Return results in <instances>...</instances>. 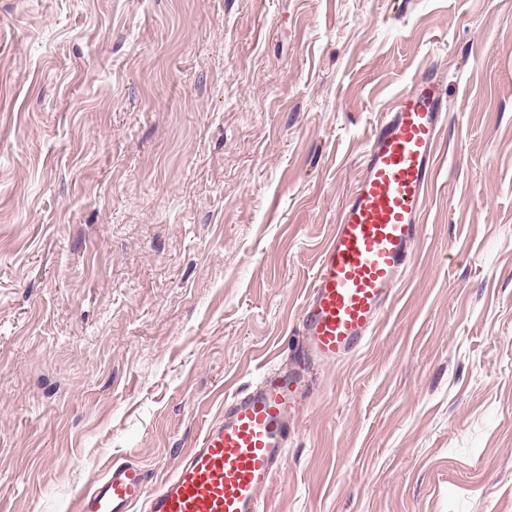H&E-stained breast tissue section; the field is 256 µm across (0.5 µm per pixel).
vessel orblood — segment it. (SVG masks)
<instances>
[{"label": "vessel or blood", "mask_w": 512, "mask_h": 512, "mask_svg": "<svg viewBox=\"0 0 512 512\" xmlns=\"http://www.w3.org/2000/svg\"><path fill=\"white\" fill-rule=\"evenodd\" d=\"M447 112L441 77L423 69L376 126L300 309L291 363L228 398L159 486L115 462L72 497L73 512H264L319 371L370 338L411 266Z\"/></svg>", "instance_id": "obj_1"}]
</instances>
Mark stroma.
<instances>
[{"label":"stroma","mask_w":512,"mask_h":512,"mask_svg":"<svg viewBox=\"0 0 512 512\" xmlns=\"http://www.w3.org/2000/svg\"><path fill=\"white\" fill-rule=\"evenodd\" d=\"M448 119L414 262L265 512H512V0H0V512L170 474L287 363L375 126Z\"/></svg>","instance_id":"obj_1"}]
</instances>
